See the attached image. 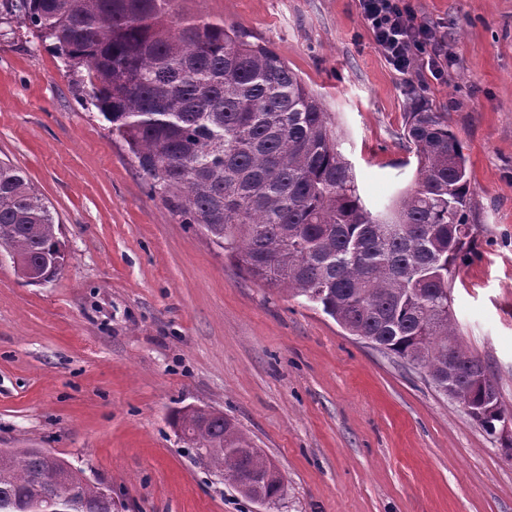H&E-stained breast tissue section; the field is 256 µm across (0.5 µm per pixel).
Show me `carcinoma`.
<instances>
[{"mask_svg":"<svg viewBox=\"0 0 512 512\" xmlns=\"http://www.w3.org/2000/svg\"><path fill=\"white\" fill-rule=\"evenodd\" d=\"M50 43L82 98L128 146L153 195L198 227L251 280L322 310L352 336L448 387L490 437L512 420L482 360L454 327L450 281L471 235V179L448 114L406 113L414 183L382 212L362 201L321 97L265 43L234 25L177 21L176 0H4ZM0 248L19 265L67 261L50 207L0 161ZM467 370L448 381V352ZM172 425L214 472L275 502L271 461L220 412L183 407ZM0 512H114L81 468L39 448L0 449Z\"/></svg>","mask_w":512,"mask_h":512,"instance_id":"cac0c4a2","label":"carcinoma"}]
</instances>
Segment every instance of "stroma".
<instances>
[{
	"instance_id": "35a3bbf8",
	"label": "stroma",
	"mask_w": 512,
	"mask_h": 512,
	"mask_svg": "<svg viewBox=\"0 0 512 512\" xmlns=\"http://www.w3.org/2000/svg\"><path fill=\"white\" fill-rule=\"evenodd\" d=\"M452 57L396 72L358 0H178L182 17L269 44L331 112L372 211L409 186L405 114L448 115L471 173L473 233L451 283L455 328L512 408V0H411ZM0 158L61 227L42 285L0 264V448H46L125 512H512V457L423 373L302 299L241 274L151 196L63 62L0 11ZM185 405L232 418L276 464L263 507L170 425Z\"/></svg>"
}]
</instances>
